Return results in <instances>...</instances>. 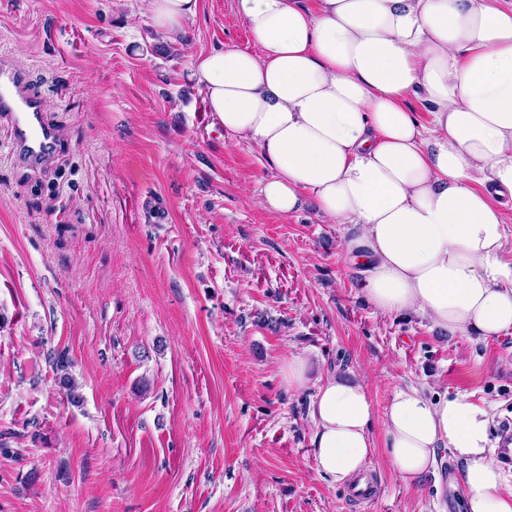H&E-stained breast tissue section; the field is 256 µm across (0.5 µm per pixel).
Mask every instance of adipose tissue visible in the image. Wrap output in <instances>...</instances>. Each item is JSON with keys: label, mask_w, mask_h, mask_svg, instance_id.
Listing matches in <instances>:
<instances>
[{"label": "adipose tissue", "mask_w": 512, "mask_h": 512, "mask_svg": "<svg viewBox=\"0 0 512 512\" xmlns=\"http://www.w3.org/2000/svg\"><path fill=\"white\" fill-rule=\"evenodd\" d=\"M153 24L182 33L198 0H144ZM255 51L215 49L194 63L226 138L273 169L268 213L314 204L352 225L362 293L382 313L427 316L451 336L512 329V0H234ZM419 97L421 123L407 104ZM366 386L332 377L310 416L318 473L336 484L375 449ZM490 413L465 396L398 391L383 446L407 481L453 449L463 512H512V487L488 448Z\"/></svg>", "instance_id": "1"}]
</instances>
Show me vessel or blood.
<instances>
[{"mask_svg": "<svg viewBox=\"0 0 512 512\" xmlns=\"http://www.w3.org/2000/svg\"><path fill=\"white\" fill-rule=\"evenodd\" d=\"M0 112L10 114L16 147L28 162L48 159L59 134L46 120L41 99L29 89L21 70L0 68Z\"/></svg>", "mask_w": 512, "mask_h": 512, "instance_id": "b4317fda", "label": "vessel or blood"}]
</instances>
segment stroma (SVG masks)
I'll use <instances>...</instances> for the list:
<instances>
[{
	"label": "stroma",
	"instance_id": "1",
	"mask_svg": "<svg viewBox=\"0 0 512 512\" xmlns=\"http://www.w3.org/2000/svg\"><path fill=\"white\" fill-rule=\"evenodd\" d=\"M248 50L233 0L173 37L143 0H0V61L60 131L33 166L0 112V512H459L451 449L403 480L380 445L398 390L465 395L512 421V332L451 337L361 294L349 225L264 211L271 169L204 123L192 58ZM160 202L164 223L149 222ZM67 351L69 401L51 358ZM311 365L290 388L294 356ZM331 376L377 414L373 497L320 476L309 406Z\"/></svg>",
	"mask_w": 512,
	"mask_h": 512
}]
</instances>
